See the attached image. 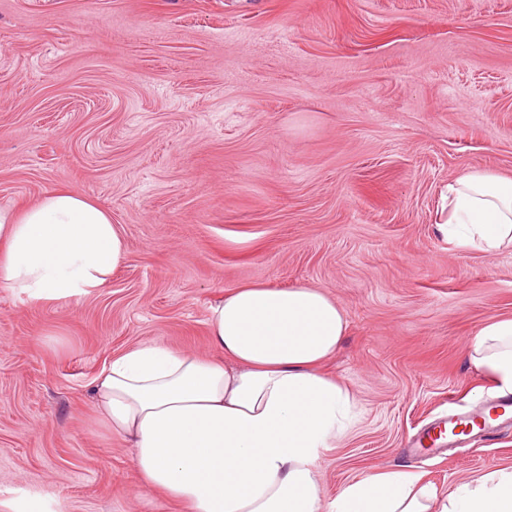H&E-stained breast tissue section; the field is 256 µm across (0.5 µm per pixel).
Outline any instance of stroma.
<instances>
[{
	"label": "stroma",
	"mask_w": 512,
	"mask_h": 512,
	"mask_svg": "<svg viewBox=\"0 0 512 512\" xmlns=\"http://www.w3.org/2000/svg\"><path fill=\"white\" fill-rule=\"evenodd\" d=\"M473 169L512 179V0H0V207L65 188L127 248L78 300L0 288V512H183L141 486L91 383L145 342L208 352L209 305L244 283L347 316L324 508L369 472L446 493L511 469L512 430L410 444L498 395L467 350L512 318V250L437 231Z\"/></svg>",
	"instance_id": "35a3bbf8"
}]
</instances>
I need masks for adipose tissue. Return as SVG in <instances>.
<instances>
[{"label":"adipose tissue","instance_id":"ef3b65f1","mask_svg":"<svg viewBox=\"0 0 512 512\" xmlns=\"http://www.w3.org/2000/svg\"><path fill=\"white\" fill-rule=\"evenodd\" d=\"M438 230L462 249L512 247V179L459 175ZM125 258L110 213L73 191L0 208V288L31 304L101 292ZM208 326L211 356L150 342L104 366L91 387L98 424L131 448L144 488L188 512H321L316 463L344 434L352 399L320 367L345 312L315 288L243 284L209 306ZM470 359L512 393V318L482 325ZM331 512H512V470L444 496L407 468L371 473Z\"/></svg>","mask_w":512,"mask_h":512}]
</instances>
